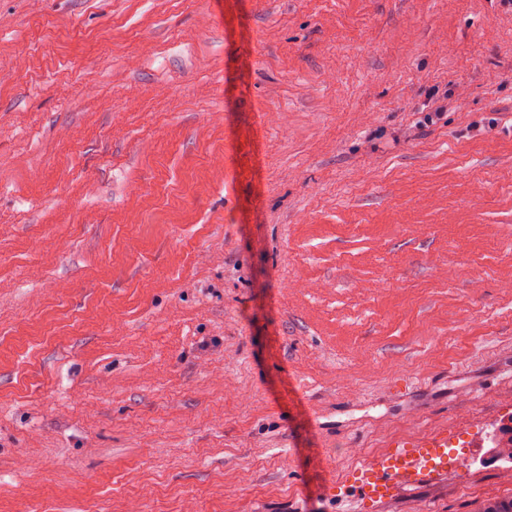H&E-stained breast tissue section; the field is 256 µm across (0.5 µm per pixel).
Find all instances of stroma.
I'll return each instance as SVG.
<instances>
[{"label": "stroma", "instance_id": "obj_1", "mask_svg": "<svg viewBox=\"0 0 512 512\" xmlns=\"http://www.w3.org/2000/svg\"><path fill=\"white\" fill-rule=\"evenodd\" d=\"M510 111L504 0H0V512L512 497ZM448 467V429L429 435H412L388 443L361 467L336 478V495L356 500L366 511L378 510L398 491L421 482L444 478L454 488L468 466Z\"/></svg>", "mask_w": 512, "mask_h": 512}]
</instances>
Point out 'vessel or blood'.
<instances>
[{
    "label": "vessel or blood",
    "mask_w": 512,
    "mask_h": 512,
    "mask_svg": "<svg viewBox=\"0 0 512 512\" xmlns=\"http://www.w3.org/2000/svg\"><path fill=\"white\" fill-rule=\"evenodd\" d=\"M448 473V433L412 435L387 444L365 464L338 477V497L377 512L398 491Z\"/></svg>",
    "instance_id": "1"
}]
</instances>
